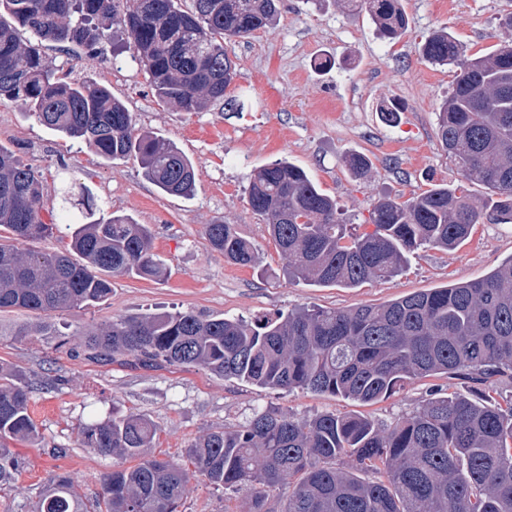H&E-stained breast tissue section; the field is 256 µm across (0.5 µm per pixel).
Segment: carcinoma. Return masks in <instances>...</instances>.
Listing matches in <instances>:
<instances>
[{
    "mask_svg": "<svg viewBox=\"0 0 512 512\" xmlns=\"http://www.w3.org/2000/svg\"><path fill=\"white\" fill-rule=\"evenodd\" d=\"M279 2L191 0L184 8L182 0H0V99L20 103L106 160L135 157L161 192L190 197V160L174 144L136 133L133 114L108 88L61 78L42 45L68 43L91 56L117 22L157 100L198 112L224 100L236 76L226 43L272 24ZM347 3L356 16L368 13L383 38L407 29L402 0ZM20 27L32 41L22 43ZM421 53L455 68L435 115L437 138L460 179L405 201L379 198L369 211L373 230L354 235L336 200L303 168L279 161L259 169L246 189L248 205L288 258V280L347 288L378 283L395 277L422 246L453 250L477 224H512V41L471 58L442 29ZM345 166L363 175L370 161L354 153ZM467 183L484 185L486 199L473 200ZM45 190L40 172L0 148V311L86 310L109 299L113 277L161 274L150 227L123 214L96 217L91 189L69 182L55 190L71 225L64 250L20 248L52 233L42 217ZM204 234L224 259L255 263L253 244L234 225L207 224ZM80 349L105 364L132 357L149 367H201L260 388L362 404L457 371L484 386L475 400L430 398L383 429L361 416L256 412L235 429L204 434L184 464L146 456L158 427L141 415L92 424L83 432L85 446L123 461L104 479L97 512H179L194 477L226 490L249 488L245 512H512V403L502 408L494 388L512 378V257L481 280L378 305L304 306L249 323L180 310L129 316L90 329ZM30 393L0 367V482L19 467L3 440L38 438ZM284 486L285 497L271 496ZM36 512L88 510L70 476L57 474Z\"/></svg>",
    "mask_w": 512,
    "mask_h": 512,
    "instance_id": "1",
    "label": "carcinoma"
}]
</instances>
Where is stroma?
Instances as JSON below:
<instances>
[{
    "mask_svg": "<svg viewBox=\"0 0 512 512\" xmlns=\"http://www.w3.org/2000/svg\"><path fill=\"white\" fill-rule=\"evenodd\" d=\"M410 23L395 42L381 40L367 17L351 15L340 0H282L270 29L230 46L237 76L227 90L236 100L199 112H181L152 94L121 26L108 30L95 58L78 47L45 43L53 67L71 78L107 86L133 113L139 129L172 142L194 163L196 189L188 198L161 194L136 158L109 161L79 140L43 125L18 103L0 100V147L42 172L48 187L44 211L54 214L53 235L39 242L62 250L66 229L56 213L54 189L61 179L89 187L102 215L120 212L150 225L159 277H116L104 303L49 317L52 336L14 338L27 322L22 311L0 312V364L17 371L32 388L36 442L8 441L20 468L0 483V512H35L39 494L54 475L68 474L77 494L94 505L113 459L82 444L85 426L114 415L137 413L159 428L151 455L182 460L186 448L210 430L243 425L255 411L363 415L386 425L420 410L432 397L456 393L476 398L481 389L468 375L423 379L373 405L297 389L286 393L227 380L203 368L166 364L94 363L76 348L92 327L129 315L175 310L250 321L304 305L351 309L473 281L512 257V224H479L452 251L425 247L412 253L403 271L357 288L289 282L287 258L262 219L247 204L254 170L280 159L304 168L322 191L344 208L354 232L368 231L372 203L386 195L407 200L431 184L457 177L435 131V112L455 73L425 61L420 44L451 29L467 54L484 55L512 40L498 26L512 0H404ZM396 101L398 120L386 124L378 106ZM372 162L355 178L344 160L352 153ZM229 223L258 250L254 266L225 261L211 249L204 227ZM248 489L235 493L191 481L180 512H242Z\"/></svg>",
    "mask_w": 512,
    "mask_h": 512,
    "instance_id": "obj_1",
    "label": "stroma"
}]
</instances>
